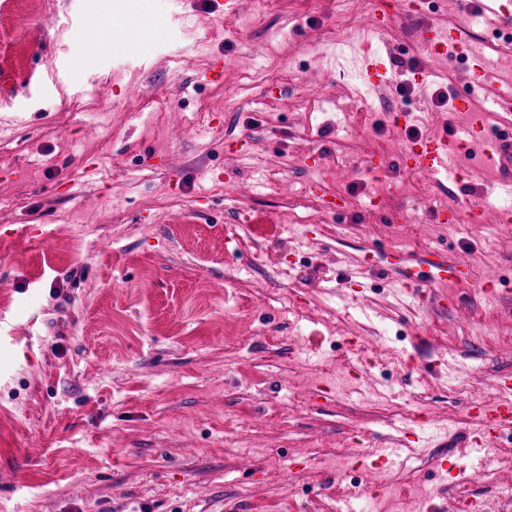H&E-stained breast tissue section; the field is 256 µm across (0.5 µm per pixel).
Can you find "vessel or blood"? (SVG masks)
Listing matches in <instances>:
<instances>
[{
    "instance_id": "b4317fda",
    "label": "vessel or blood",
    "mask_w": 512,
    "mask_h": 512,
    "mask_svg": "<svg viewBox=\"0 0 512 512\" xmlns=\"http://www.w3.org/2000/svg\"><path fill=\"white\" fill-rule=\"evenodd\" d=\"M421 45L432 55L453 60L467 56L471 62L472 81L469 90L458 94L457 111L469 114L466 138L452 135L426 137L414 141L407 154L415 168L426 173L445 176L458 182L463 180L466 160H473L488 169L494 187L502 194L512 195V124L492 127L481 114L472 112L474 92L483 88L488 76L487 60L480 46H463L456 28L423 27L419 33ZM469 211L473 220L484 218L483 208L473 196L464 193L443 211L445 223L458 221L462 211ZM400 281L407 287L439 285L449 281L468 284L472 281L470 267L464 263H451L442 254H434L426 264H402L396 268ZM499 387L503 397L493 409L470 406V416L481 417L483 431L512 425V376H502Z\"/></svg>"
}]
</instances>
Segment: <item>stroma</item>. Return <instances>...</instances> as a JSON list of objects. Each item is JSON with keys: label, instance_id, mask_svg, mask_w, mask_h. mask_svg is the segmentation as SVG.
<instances>
[{"label": "stroma", "instance_id": "35a3bbf8", "mask_svg": "<svg viewBox=\"0 0 512 512\" xmlns=\"http://www.w3.org/2000/svg\"><path fill=\"white\" fill-rule=\"evenodd\" d=\"M224 2L0 0V512H321L349 481L321 455L356 449L374 485L415 447L413 512H443L434 458L496 455L464 417L512 373V229L441 211L506 199L402 156L453 132L472 77L420 29L512 75V25L483 0H386L384 32L378 0ZM434 252L473 284L419 293L386 262ZM419 41L432 55L454 60L463 53V46L458 30L448 26L447 29L426 26L420 30ZM464 209H469L471 218L475 221H483L485 210L475 202V197L463 193L457 197L456 201L448 205L441 213L444 215L445 224H453L459 220L460 213Z\"/></svg>", "mask_w": 512, "mask_h": 512}]
</instances>
